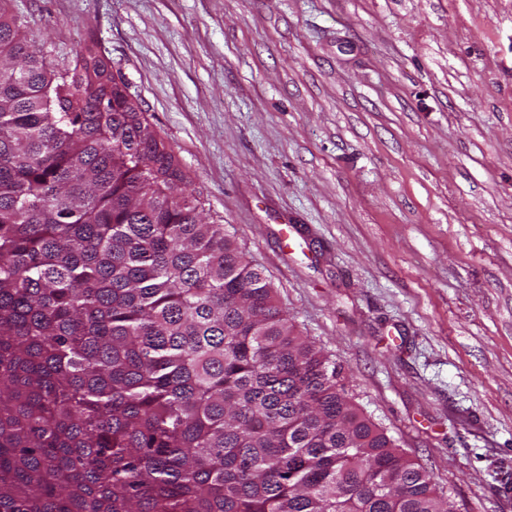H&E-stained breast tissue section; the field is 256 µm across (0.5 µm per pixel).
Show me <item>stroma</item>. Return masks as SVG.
<instances>
[{
    "mask_svg": "<svg viewBox=\"0 0 512 512\" xmlns=\"http://www.w3.org/2000/svg\"><path fill=\"white\" fill-rule=\"evenodd\" d=\"M94 46L361 409L512 512V0H9Z\"/></svg>",
    "mask_w": 512,
    "mask_h": 512,
    "instance_id": "1",
    "label": "stroma"
}]
</instances>
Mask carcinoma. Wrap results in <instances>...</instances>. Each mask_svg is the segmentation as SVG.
Wrapping results in <instances>:
<instances>
[{"label": "carcinoma", "instance_id": "1", "mask_svg": "<svg viewBox=\"0 0 512 512\" xmlns=\"http://www.w3.org/2000/svg\"><path fill=\"white\" fill-rule=\"evenodd\" d=\"M0 0V512H455L92 47Z\"/></svg>", "mask_w": 512, "mask_h": 512}]
</instances>
